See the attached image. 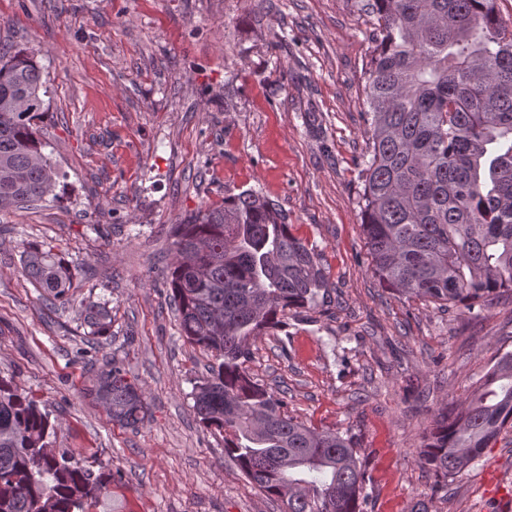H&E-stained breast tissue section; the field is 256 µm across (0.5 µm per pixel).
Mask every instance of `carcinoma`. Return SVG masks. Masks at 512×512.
<instances>
[{
	"label": "carcinoma",
	"mask_w": 512,
	"mask_h": 512,
	"mask_svg": "<svg viewBox=\"0 0 512 512\" xmlns=\"http://www.w3.org/2000/svg\"><path fill=\"white\" fill-rule=\"evenodd\" d=\"M496 0H372L378 36L366 86L368 151L362 226L371 268L407 299L484 310L512 292V26ZM43 70L24 49L0 50V210L54 193L58 172L34 120ZM168 289L181 337L214 357L193 385L197 419L282 512H368L370 476L354 435L317 430L246 369L252 342L291 308L316 302L325 269L271 199L252 189L172 227ZM20 272L64 298L71 265L32 244ZM109 331L106 303L81 310ZM112 421L143 423L142 388L117 366L93 389ZM512 430V351L499 352L461 400L437 414L419 460L448 485ZM50 413L0 376V512H92L111 470L55 448Z\"/></svg>",
	"instance_id": "carcinoma-1"
}]
</instances>
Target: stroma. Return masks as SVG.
Instances as JSON below:
<instances>
[{
    "label": "stroma",
    "instance_id": "stroma-1",
    "mask_svg": "<svg viewBox=\"0 0 512 512\" xmlns=\"http://www.w3.org/2000/svg\"><path fill=\"white\" fill-rule=\"evenodd\" d=\"M375 35L368 0H0V46L50 79L36 126L59 173L55 195L0 211V375L51 411L54 447L119 474L97 512H280L193 414L210 357L182 339L165 279L172 225L249 188L327 277L256 339L250 377L295 419L357 437L372 512H512L496 494L512 431L447 492L419 462L433 415L512 351V295L460 316L373 275L359 164ZM31 242L72 265L66 302L20 274ZM99 299L104 336L80 315ZM115 364L145 392L138 428L89 394Z\"/></svg>",
    "mask_w": 512,
    "mask_h": 512
}]
</instances>
